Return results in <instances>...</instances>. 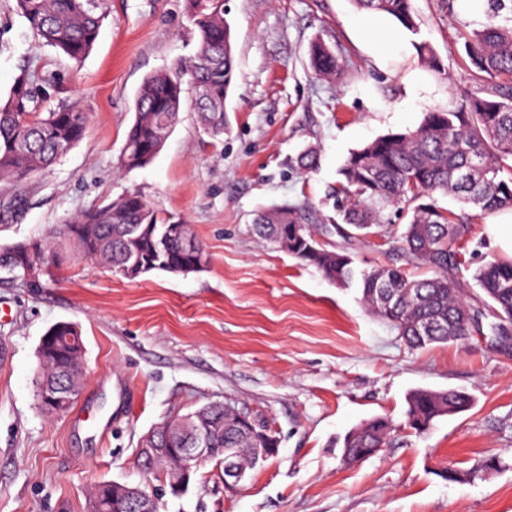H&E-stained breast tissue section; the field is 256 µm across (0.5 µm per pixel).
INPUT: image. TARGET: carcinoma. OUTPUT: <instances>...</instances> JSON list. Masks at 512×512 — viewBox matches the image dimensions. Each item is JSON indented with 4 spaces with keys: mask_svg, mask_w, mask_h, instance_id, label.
I'll return each mask as SVG.
<instances>
[{
    "mask_svg": "<svg viewBox=\"0 0 512 512\" xmlns=\"http://www.w3.org/2000/svg\"><path fill=\"white\" fill-rule=\"evenodd\" d=\"M353 3L359 10L385 13L416 32L412 0ZM16 4L45 45L76 62L92 51L102 22L98 0H16ZM185 9L196 36V53L183 74L156 72L143 79L120 158L123 170L142 168L156 158L179 121L188 93L205 132L217 141L224 134L225 103L236 80L235 43L224 18V0H185ZM485 13L487 22L464 41L469 80L477 84V92H466L448 106L426 113L414 130L379 136L349 152L339 170L342 181L334 190L345 200L339 209L341 222L313 224L316 208L303 200L258 211L251 227L259 240L315 267L328 281L344 287L358 283L365 309L390 323L413 350L464 341L479 333L473 324L478 303L484 306L482 318H494L491 332L512 327V260L495 259L481 266L473 275L479 292L472 297L462 287L461 277L459 241L469 222L512 210V0H486ZM414 48L423 67L442 73L430 44L419 42ZM309 62L320 78H335L342 70L336 50L321 40L311 45ZM41 94L39 79L24 75L7 98L0 99V183H16L50 167L85 135L86 114L80 104L41 112ZM294 163L304 171L316 169L317 149L306 146ZM440 196L478 213L456 214L439 205ZM390 207L411 213L399 234L406 264L424 266L431 275L417 277L407 268L390 265L358 271L347 248L331 243L334 235L361 241L375 228L384 230V212ZM137 224L168 229L164 262L156 261L151 240L130 239L129 231ZM67 245L79 257L118 274L132 253L153 262L151 270L167 273L174 266L201 267L206 262L205 248L191 225L159 218L135 192L71 217L43 238L42 254L26 257L15 244L0 248V256L17 253L19 270L29 261L48 267ZM38 359L44 380L67 386L84 378L83 352L77 345L60 356L40 344ZM406 403V426L426 434L437 420L469 410L473 398L457 389H415ZM187 417L202 429L210 426L215 448L253 447L245 431L224 422L222 405H204ZM392 431L389 419L375 417L352 429L343 447L357 456L385 445ZM101 509L116 512L110 481L98 484L90 500V512Z\"/></svg>",
    "mask_w": 512,
    "mask_h": 512,
    "instance_id": "obj_1",
    "label": "carcinoma"
}]
</instances>
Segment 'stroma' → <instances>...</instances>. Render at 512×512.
<instances>
[{"label": "stroma", "mask_w": 512, "mask_h": 512, "mask_svg": "<svg viewBox=\"0 0 512 512\" xmlns=\"http://www.w3.org/2000/svg\"><path fill=\"white\" fill-rule=\"evenodd\" d=\"M417 33L371 34L352 0H225L237 79L221 140L204 134L190 103L148 166L117 162L143 78L188 62L196 41L184 0H106L97 43L82 62L42 45L0 0V97L24 73L46 81L41 111L80 101L87 134L52 167L0 184V246L39 238L74 214L138 192L159 215L191 224L203 242L201 271H153L135 279L65 254L40 287L0 270V512H88L95 485L136 484L143 437L174 415L231 402L272 431L278 451L237 490L203 464L188 489L165 493L160 512H512V347L493 335L408 349L369 315L357 287L341 288L250 226L258 210L309 200L335 217L348 152L470 89L462 36L478 22L443 0H413ZM322 39L343 58L336 79L312 73L308 50ZM430 43L447 76L423 68L412 46ZM425 86L412 93L409 77ZM320 149L317 171L291 158ZM388 235L356 247L355 265L399 263L407 222L387 212ZM59 322L84 342L85 377L65 413L37 400V348ZM126 382L122 404L113 387ZM417 388L470 393L474 406L427 434L405 427ZM385 416L388 446L357 464L343 439ZM501 459L487 475L484 457ZM459 478H442L445 468Z\"/></svg>", "instance_id": "1"}]
</instances>
